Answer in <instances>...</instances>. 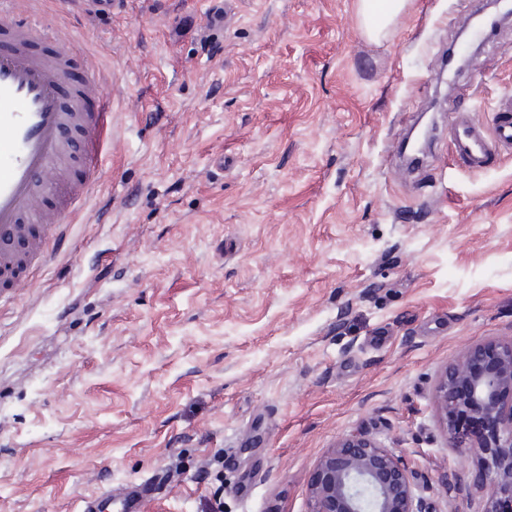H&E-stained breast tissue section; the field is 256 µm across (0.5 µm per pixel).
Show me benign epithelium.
Returning a JSON list of instances; mask_svg holds the SVG:
<instances>
[{
    "instance_id": "1",
    "label": "benign epithelium",
    "mask_w": 512,
    "mask_h": 512,
    "mask_svg": "<svg viewBox=\"0 0 512 512\" xmlns=\"http://www.w3.org/2000/svg\"><path fill=\"white\" fill-rule=\"evenodd\" d=\"M512 339L471 345L439 374L437 412L451 448H468L485 459L468 473L469 482L489 488L484 512H498L501 498L512 499ZM482 415L491 433L477 442L456 425L458 417ZM309 512H423L407 468L394 451L374 438L350 435L318 461Z\"/></svg>"
}]
</instances>
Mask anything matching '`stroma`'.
I'll return each instance as SVG.
<instances>
[{
  "mask_svg": "<svg viewBox=\"0 0 512 512\" xmlns=\"http://www.w3.org/2000/svg\"><path fill=\"white\" fill-rule=\"evenodd\" d=\"M468 0H409L387 39L355 0H42L95 61L111 140L51 261L0 298V512H78L151 475L143 512H309L319 458L366 434L425 512H481L437 377L512 338V151L398 170ZM491 122L512 22L449 80Z\"/></svg>",
  "mask_w": 512,
  "mask_h": 512,
  "instance_id": "1",
  "label": "stroma"
}]
</instances>
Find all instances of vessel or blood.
<instances>
[{
	"mask_svg": "<svg viewBox=\"0 0 512 512\" xmlns=\"http://www.w3.org/2000/svg\"><path fill=\"white\" fill-rule=\"evenodd\" d=\"M0 0V282L20 286L33 262L47 264L49 236H60L69 211L83 206L99 170L111 105L95 70L65 86L75 50L33 46L35 15L13 17ZM454 162L484 172L512 150V96L500 100L492 126L472 112L448 116ZM151 481L113 485L83 497L79 512H142Z\"/></svg>",
	"mask_w": 512,
	"mask_h": 512,
	"instance_id": "b4317fda",
	"label": "vessel or blood"
}]
</instances>
